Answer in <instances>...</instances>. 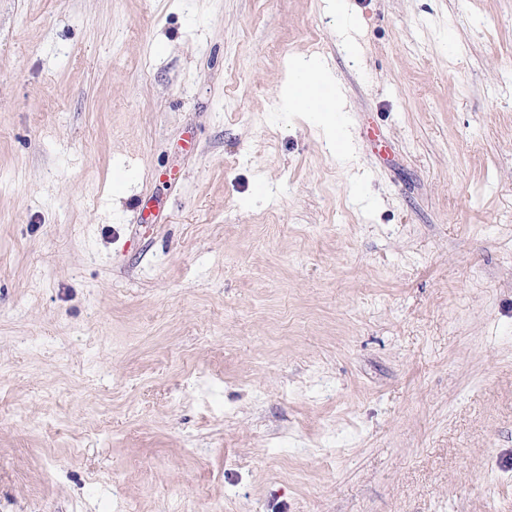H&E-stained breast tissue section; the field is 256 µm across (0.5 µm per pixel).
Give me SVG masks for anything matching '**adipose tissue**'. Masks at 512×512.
Wrapping results in <instances>:
<instances>
[{
  "label": "adipose tissue",
  "mask_w": 512,
  "mask_h": 512,
  "mask_svg": "<svg viewBox=\"0 0 512 512\" xmlns=\"http://www.w3.org/2000/svg\"><path fill=\"white\" fill-rule=\"evenodd\" d=\"M335 85L331 70L319 58H297L288 75L282 107L290 112L317 117L325 139L336 153L344 154L349 145L347 140L336 135V114L343 111L345 102Z\"/></svg>",
  "instance_id": "adipose-tissue-1"
}]
</instances>
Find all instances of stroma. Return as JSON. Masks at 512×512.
<instances>
[{
  "label": "stroma",
  "instance_id": "obj_1",
  "mask_svg": "<svg viewBox=\"0 0 512 512\" xmlns=\"http://www.w3.org/2000/svg\"><path fill=\"white\" fill-rule=\"evenodd\" d=\"M347 2L0 0V512H512V0ZM334 88L336 91H332ZM345 102L329 67L317 57H299L294 60L288 75V86L282 108L317 116L324 137L336 154L349 149L346 139L336 135V112H343Z\"/></svg>",
  "mask_w": 512,
  "mask_h": 512
}]
</instances>
